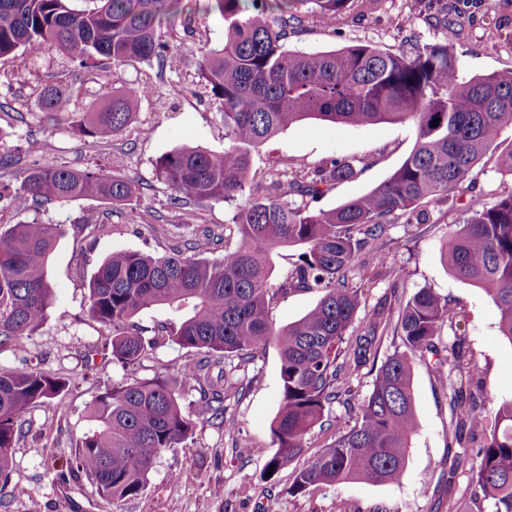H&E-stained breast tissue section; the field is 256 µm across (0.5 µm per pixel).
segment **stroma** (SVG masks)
Wrapping results in <instances>:
<instances>
[{
  "label": "stroma",
  "mask_w": 512,
  "mask_h": 512,
  "mask_svg": "<svg viewBox=\"0 0 512 512\" xmlns=\"http://www.w3.org/2000/svg\"><path fill=\"white\" fill-rule=\"evenodd\" d=\"M412 3L386 0L380 12L337 30L309 26L305 33L290 37L288 46L309 52L361 42L395 50L401 44L402 27L408 25L418 44L447 43L463 78L512 70V29L480 0H459L462 18L445 29L411 15ZM193 27L192 37L174 54L175 72L159 77L137 63L113 73L111 85L116 89L152 83L153 92L142 97L139 108L140 119L149 122L151 131L142 137L130 128L107 143L80 136L70 116L43 111L38 101L46 84L72 83L81 89L78 108H85L102 94L92 75L74 70L49 46L35 54L26 72L18 71L10 58H0V97L12 105L11 111L0 112V154L15 160L14 165L0 166V186H14L16 172L22 168L108 171L117 160L123 172L140 183L136 205L141 214L139 223H128L122 209L91 197L36 212H19L8 201H0V231L34 219L66 227L49 267L56 301L46 329L53 344L33 336L0 352V365L36 367L69 381L63 394L25 415V433L13 453L20 478L8 488L7 512H71L78 503L82 512H264L271 498L276 499L279 512H491L490 502L473 497L471 466L477 446L471 443L462 448L456 442L458 421L432 355L414 365L419 429L400 482L349 481L294 496L289 492L291 471L265 480V464L276 451L271 426L282 399L280 355L272 342L239 372L243 389L226 402L227 415L238 423L237 435L197 423L190 438L196 455L162 453L144 493L117 505L102 500L86 478L66 485L58 482L55 467L74 453L77 439L89 429L87 409L96 397L112 383L150 379L197 359L193 350L169 342L137 365L124 368L113 362L103 349L109 332L89 317L86 307V285L97 264L118 250L162 256L206 229L214 233L210 257H222L235 247L234 237L224 231L234 204L206 201L172 206L170 189L153 175L155 159L176 147L220 152L225 146L224 126L215 107L182 90L197 78L200 52L223 45L224 20L219 14L200 12ZM416 137V127L408 120L363 127L304 121L277 134L254 155L249 181L259 183L272 161L290 170H308L334 158L351 161L355 176L336 184L314 203L315 208L331 209L386 180L412 151ZM29 140L37 144L31 154L23 149ZM511 192L512 178L499 173L495 157L486 156L456 190L455 204L426 205L425 223L400 221L389 226L382 247L387 267L379 279L363 285L357 276L349 278L351 285L363 287L355 318L359 324L381 306L399 308L423 288L450 299L465 320L466 345L475 363L473 382L497 400L512 396V345L501 338L497 310L484 292L447 271L441 246L462 223L471 195L490 205ZM103 223L108 226L104 232L99 229ZM318 300L313 290L277 295L271 319L275 326H285L304 316ZM353 423L342 403H332L322 424L307 435L303 459L314 457Z\"/></svg>",
  "instance_id": "35a3bbf8"
}]
</instances>
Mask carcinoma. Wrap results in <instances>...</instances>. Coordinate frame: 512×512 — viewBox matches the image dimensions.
<instances>
[{
  "label": "carcinoma",
  "mask_w": 512,
  "mask_h": 512,
  "mask_svg": "<svg viewBox=\"0 0 512 512\" xmlns=\"http://www.w3.org/2000/svg\"><path fill=\"white\" fill-rule=\"evenodd\" d=\"M75 9L69 0H0V57H11L20 70L32 54L54 45L78 70L110 73L134 63H157L164 70L173 46L162 39V26L184 16L193 32L195 9L184 0H86ZM205 9L224 18V45L205 51L198 82L189 89L208 99L224 124L228 145L222 152L183 145L153 162L154 175L171 190L170 204L233 202L247 196L227 229L238 239L234 251L206 257L209 239L194 237L171 253L154 256L138 250L117 251L103 259L88 281L87 312L112 331V359L134 366L170 340L192 349L198 360L175 375L120 382L88 408L92 427L77 440L67 474L84 475L110 503L134 499L145 491L148 474L165 451L193 455L187 441L197 422H211L232 434L233 418L224 400L238 387L224 372L225 360L237 366L253 360L269 341L280 352L282 407L272 425L276 452L264 471L278 472L297 461L310 430L322 422L326 407L342 395L349 376L376 353L388 330L403 350L378 368L373 388L359 406L354 425L313 460L295 469L290 493L305 495L347 480L395 483L407 466L410 438L418 428L412 391L413 365L439 354L440 329L454 340L446 347L445 377L449 405L462 425L484 438L472 467V482L493 512H512V397L488 412L487 393L465 387L467 363L458 337L460 324L450 301L421 289L398 310H379L366 319L354 339L362 289L347 281L379 275L386 260L377 243L398 219L424 215L423 206L447 201L475 166L497 155L498 169L512 175V143L502 148L500 134L512 130V71L463 80L446 43L404 49L352 44L329 51L298 52L288 38L309 22L347 26L380 11L385 0H205ZM431 24L446 28L461 14L455 6L415 0ZM152 86L145 83L103 94L87 111L75 108L79 89L48 85L40 106L75 115L79 133L109 142L134 123L139 103ZM438 126H432L434 119ZM352 126L411 119L417 139L401 165L370 192L329 210L311 203L354 176V165L332 159L294 173L272 164L262 181L248 189L252 155L268 140L303 120ZM138 180L120 172L66 167L27 168L0 200L17 210L63 205L97 197L126 208L128 222L139 221L133 201ZM471 217L441 248V260L457 279L482 289L499 313V335L512 345V192L488 206L475 198ZM66 234L63 224L35 221L0 232V351L38 335L54 302L49 277L51 256ZM303 249L297 264L277 287L271 251ZM291 288L314 289L321 298L300 319L275 327L273 298ZM192 312L152 338L132 319L142 310L167 305ZM69 382L37 368L0 367V504L15 480L13 448L30 408L50 402ZM199 393L196 406L184 407L185 388Z\"/></svg>",
  "instance_id": "cac0c4a2"
}]
</instances>
